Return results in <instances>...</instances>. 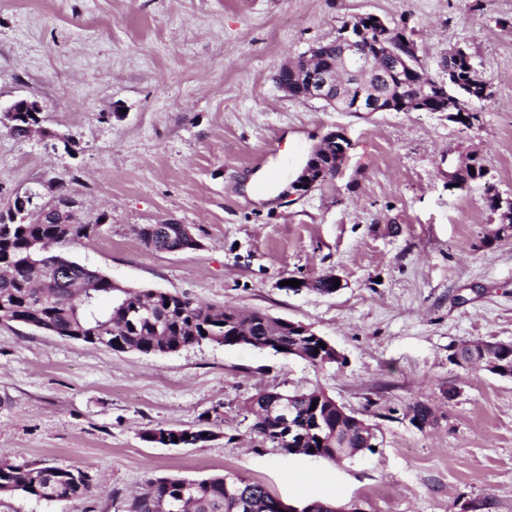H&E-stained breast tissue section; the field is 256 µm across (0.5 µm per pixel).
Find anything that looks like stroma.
<instances>
[{"mask_svg": "<svg viewBox=\"0 0 512 512\" xmlns=\"http://www.w3.org/2000/svg\"><path fill=\"white\" fill-rule=\"evenodd\" d=\"M406 28L422 67L466 50L492 92L465 127L445 112H335L286 96L280 66L352 16ZM46 106V135L0 126V208L76 173L93 237L63 255L126 289L259 309L310 325L344 362L204 344L113 352L0 322V456L82 471L83 498L0 497V512H128L149 479L232 472L298 504L346 512H512V379L452 362L454 346L512 342V0H0V102ZM351 143L335 177L292 190L328 132ZM288 166L271 201L246 190L259 156ZM477 157L465 189L448 173ZM184 224L197 249L161 252L143 224ZM333 273L336 293L282 288ZM322 389L377 425L375 452L339 463L256 447L259 391ZM437 421H409L416 403ZM217 410L214 440L143 441Z\"/></svg>", "mask_w": 512, "mask_h": 512, "instance_id": "obj_1", "label": "stroma"}]
</instances>
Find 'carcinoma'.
<instances>
[{"mask_svg":"<svg viewBox=\"0 0 512 512\" xmlns=\"http://www.w3.org/2000/svg\"><path fill=\"white\" fill-rule=\"evenodd\" d=\"M397 28L369 29L375 45L387 43L408 53ZM443 69L458 81L457 112L470 113V103L490 98L492 92L479 80L472 63L453 56L442 59ZM367 87L392 100L394 108L409 105L412 111L424 106L437 110V93H421L418 84L391 75L379 82L370 75ZM341 147L328 143L315 152V171L326 177L338 172L336 153ZM484 176L482 165L471 164L456 178L462 188ZM105 216L93 220L74 205L58 213L48 212L35 221H12L0 212V321L17 322L61 337L101 346L113 351H137L143 354L175 353L202 344L245 346L261 350L270 345L274 353H291L315 369L336 363L331 348H323V337L302 335L260 310L241 312L228 306H200L183 295L161 291L125 290L115 298L110 311L97 310V300L115 290L111 279L101 272L68 259L51 250L95 234ZM177 224H149L137 230L148 247L159 251H181L183 243ZM277 391L254 395L248 404L253 419L250 434L260 445L271 444L289 455L296 449L310 457L333 461L351 459L357 453L373 451L368 440H377V426L362 428L344 416L336 401L322 389L291 392L288 404L295 413L301 439L289 445L281 437L276 420L260 413ZM205 420L189 428H151L142 433L146 441L159 439L169 445H195L209 442L214 431ZM178 442H173V439ZM73 470L53 465L0 463V495L23 492L37 499L52 492L60 501H72L86 495L88 482L74 481ZM173 502L182 504V512H273V495L259 482L238 474H216L202 480L168 476L147 481L134 497L129 512H168Z\"/></svg>","mask_w":512,"mask_h":512,"instance_id":"obj_1","label":"carcinoma"}]
</instances>
